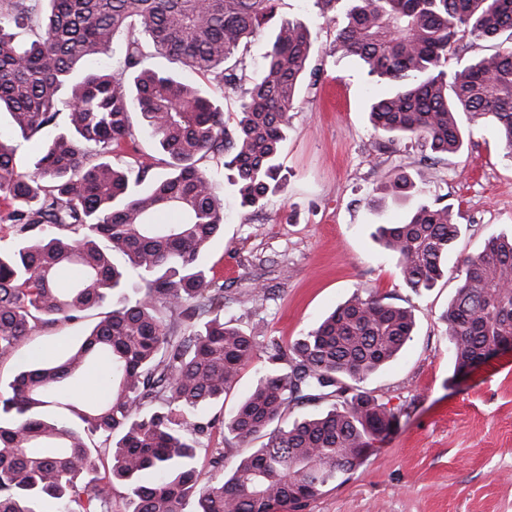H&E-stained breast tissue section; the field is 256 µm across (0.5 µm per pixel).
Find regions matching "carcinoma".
<instances>
[{
    "label": "carcinoma",
    "instance_id": "carcinoma-1",
    "mask_svg": "<svg viewBox=\"0 0 512 512\" xmlns=\"http://www.w3.org/2000/svg\"><path fill=\"white\" fill-rule=\"evenodd\" d=\"M341 1L334 53L394 86L371 105L375 131L422 142L434 164L461 150L465 112L474 126L491 122L512 158V0H313L321 18ZM278 2L0 0V112L26 137L65 115L26 171L0 136V199L20 234L0 247V361L41 327L110 308L61 353L20 360L0 390V512H112L117 484L132 512H301L394 424L363 383L412 341L410 309L357 294L289 347L264 345L262 331L224 320V285L200 260L224 223L211 167L227 172L243 210L262 208L280 188L295 98L318 81L309 27L274 22ZM270 25L264 65L245 84L244 59L227 61ZM466 36L497 49L463 63ZM111 50L112 70L101 63ZM151 50L176 68L147 67ZM182 70L239 97L233 127ZM143 131L163 156L161 177L137 158L112 160ZM382 190L420 198L373 237L405 287L428 290L460 233L454 211L407 172ZM119 260L137 271L131 289ZM444 321L459 373L512 337V236L467 259ZM261 347L266 364L233 413L191 420L224 403ZM91 371L103 396L62 395ZM325 397L336 398L329 410L279 425L290 403ZM218 423L248 452L203 483L197 449Z\"/></svg>",
    "mask_w": 512,
    "mask_h": 512
}]
</instances>
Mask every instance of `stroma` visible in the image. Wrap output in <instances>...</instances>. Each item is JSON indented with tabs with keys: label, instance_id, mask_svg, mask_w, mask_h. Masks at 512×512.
<instances>
[{
	"label": "stroma",
	"instance_id": "1",
	"mask_svg": "<svg viewBox=\"0 0 512 512\" xmlns=\"http://www.w3.org/2000/svg\"><path fill=\"white\" fill-rule=\"evenodd\" d=\"M277 16L311 23L316 85H303L283 143L286 179L267 205L243 212L228 182L224 234L202 259L224 285L225 318L289 346L325 314L371 291L410 308L415 335L400 357L364 383L397 416L361 463L326 486L304 512H512V356L455 374L442 319L464 262L493 235L512 233V162L492 125L466 129L460 152L426 165L415 141L374 133L368 111L385 81L355 56L334 54L336 23L317 17L312 0H280ZM429 182V198L452 206L461 234L431 290L403 285L394 259L371 233L401 219L416 198L383 196L398 171ZM82 332H37L31 351L53 353ZM18 359L0 362V385Z\"/></svg>",
	"mask_w": 512,
	"mask_h": 512
}]
</instances>
